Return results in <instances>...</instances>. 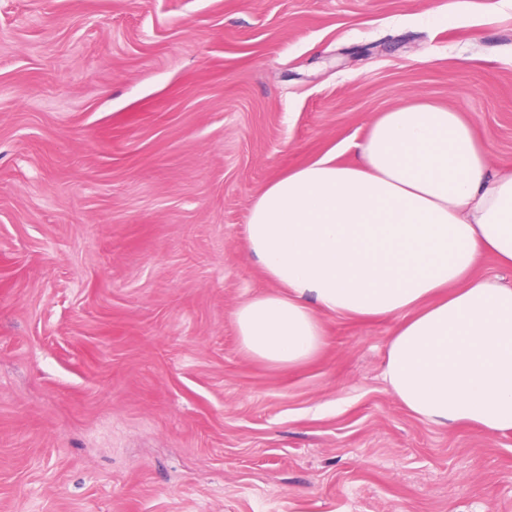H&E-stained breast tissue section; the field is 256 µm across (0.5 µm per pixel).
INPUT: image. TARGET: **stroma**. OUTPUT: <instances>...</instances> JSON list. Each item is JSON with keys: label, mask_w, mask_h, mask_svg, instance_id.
I'll list each match as a JSON object with an SVG mask.
<instances>
[{"label": "stroma", "mask_w": 512, "mask_h": 512, "mask_svg": "<svg viewBox=\"0 0 512 512\" xmlns=\"http://www.w3.org/2000/svg\"><path fill=\"white\" fill-rule=\"evenodd\" d=\"M512 169V0H0V512H512V431L384 379L385 319L241 347L262 188L382 112Z\"/></svg>", "instance_id": "35a3bbf8"}]
</instances>
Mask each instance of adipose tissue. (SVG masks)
<instances>
[{
  "label": "adipose tissue",
  "instance_id": "1",
  "mask_svg": "<svg viewBox=\"0 0 512 512\" xmlns=\"http://www.w3.org/2000/svg\"><path fill=\"white\" fill-rule=\"evenodd\" d=\"M246 243L273 292L234 320L243 349L280 367L324 346L326 312L392 319L384 378L420 420L512 430V172L494 173L460 112L398 106L353 163L327 155L268 183Z\"/></svg>",
  "mask_w": 512,
  "mask_h": 512
}]
</instances>
